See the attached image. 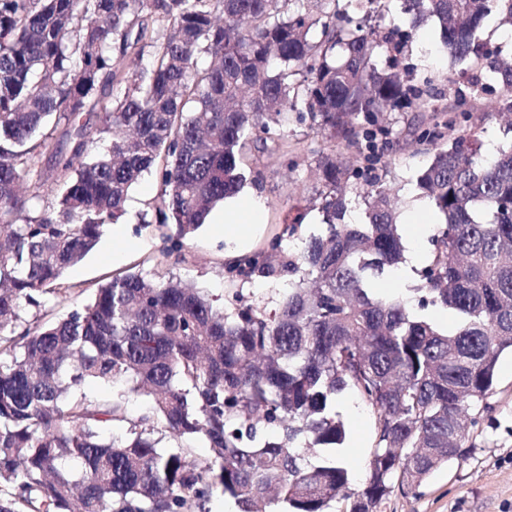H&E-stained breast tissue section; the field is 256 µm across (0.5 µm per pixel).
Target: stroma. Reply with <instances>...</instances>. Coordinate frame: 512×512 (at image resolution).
Returning a JSON list of instances; mask_svg holds the SVG:
<instances>
[{
	"mask_svg": "<svg viewBox=\"0 0 512 512\" xmlns=\"http://www.w3.org/2000/svg\"><path fill=\"white\" fill-rule=\"evenodd\" d=\"M409 54L416 67V77L435 79L437 106L453 102L458 90L455 74L446 50L440 44L434 25L421 26L409 43ZM286 157L273 161H253L259 171V185H246L264 208V221L255 233L251 251L267 248L280 240L284 250L300 251L311 235L322 230L318 211L323 182L317 175L320 157L329 152L331 143L309 124L295 120L284 128ZM387 180L402 188L403 214L419 213L434 217L431 201L420 194L412 183L416 171L426 157L414 148L387 155ZM159 179L146 175L130 193L125 213L120 219V233L105 229L98 245L81 262L67 268L62 276L64 296H43L40 306H24L22 323L46 321L66 314L72 307L88 302L98 284L128 269L146 275L157 273L190 280L205 288L216 302H224L229 289H241L267 308H275L280 300L277 282L262 278L244 281L219 276L229 245L222 235L201 226L188 248L170 252L168 230L162 225L155 200L160 193ZM305 218L294 234L285 231L288 219L296 212ZM123 246L121 260H113L112 251ZM488 407L467 427L468 437L462 460L435 472L413 494L394 491L377 508V512H512V358L503 357L495 386L487 399ZM347 431L340 451L351 470L353 488H360L371 458L374 419L362 403L344 395L336 404Z\"/></svg>",
	"mask_w": 512,
	"mask_h": 512,
	"instance_id": "1",
	"label": "stroma"
}]
</instances>
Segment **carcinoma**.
<instances>
[{"label":"carcinoma","mask_w":512,"mask_h":512,"mask_svg":"<svg viewBox=\"0 0 512 512\" xmlns=\"http://www.w3.org/2000/svg\"><path fill=\"white\" fill-rule=\"evenodd\" d=\"M401 10L414 27L436 24L464 82L479 67L512 129V56L478 37L492 14L512 25V0ZM370 17L336 0H0V512H211L218 494L236 512L348 499L374 512L464 457L462 418L512 353V143L481 159L477 132L461 130L471 112L433 106L430 81L412 82L411 33ZM89 105L110 140L103 155L80 122ZM400 111L421 113L406 132L427 154L415 188L441 219L408 298L380 284L405 261L399 189L378 173ZM54 113L68 154L36 139ZM291 114L333 142L318 162L325 229L299 254L261 250L232 267L244 279L288 273L276 308L240 290L219 306L189 281L120 272L87 304L18 329L23 306L60 292L144 175L160 174L157 207L183 249L243 189L247 147L283 153ZM43 152L51 182L33 168ZM27 178L55 197L36 216ZM352 197L359 224L345 221ZM91 383L117 391L94 397ZM346 390L375 417L360 489L336 455ZM132 395L147 399L135 417Z\"/></svg>","instance_id":"1"}]
</instances>
